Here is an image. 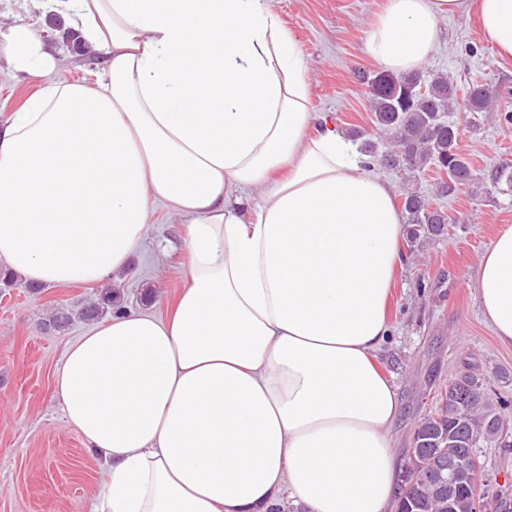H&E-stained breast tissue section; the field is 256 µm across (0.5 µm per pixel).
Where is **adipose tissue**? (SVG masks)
I'll list each match as a JSON object with an SVG mask.
<instances>
[{"mask_svg": "<svg viewBox=\"0 0 512 512\" xmlns=\"http://www.w3.org/2000/svg\"><path fill=\"white\" fill-rule=\"evenodd\" d=\"M107 52L0 125V260L34 284L127 266L156 205L184 224L189 277L164 313L114 312L54 374L100 461L91 512H386L400 413L378 353L407 257L396 187L313 112L296 40L269 0H46ZM476 14L512 60V0H386L366 52L421 67L441 16ZM13 71L51 73L41 29L1 27ZM260 201L251 204V191ZM512 346V224L471 283Z\"/></svg>", "mask_w": 512, "mask_h": 512, "instance_id": "1", "label": "adipose tissue"}]
</instances>
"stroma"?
I'll return each mask as SVG.
<instances>
[{
    "mask_svg": "<svg viewBox=\"0 0 512 512\" xmlns=\"http://www.w3.org/2000/svg\"><path fill=\"white\" fill-rule=\"evenodd\" d=\"M384 0H270L298 42L307 68L315 111L345 133L375 127L358 72L377 71L364 52L367 28ZM0 23L42 28L58 59L52 75L11 71L0 58V122L47 83L77 82L103 69L107 55L76 46L65 19L36 8L33 0H0ZM441 42L422 73H445L460 90L470 84L499 89L492 111L454 113L461 129L460 152L476 170L512 163V61L499 59L475 19L440 20ZM434 206L451 217L448 236L411 251L399 273L393 328L382 346L380 366L393 383L401 411L393 437L398 463H406L421 419L434 411L441 391L462 368L481 374L488 392L503 400L512 422V347L499 344L473 299L469 284L492 230L512 224V195L478 183ZM189 256L183 226L156 206L138 253L123 273L102 284L31 288L23 279L0 290V512H90L104 480L99 463L63 417L53 397V374L67 345L92 330L80 309L112 288L118 306L164 311L184 285ZM73 312L68 329L46 330L56 310ZM492 491L512 501V436L505 445L479 451Z\"/></svg>",
    "mask_w": 512,
    "mask_h": 512,
    "instance_id": "35a3bbf8",
    "label": "stroma"
}]
</instances>
